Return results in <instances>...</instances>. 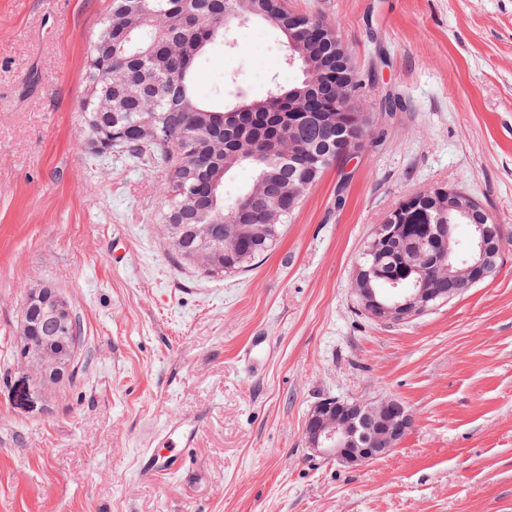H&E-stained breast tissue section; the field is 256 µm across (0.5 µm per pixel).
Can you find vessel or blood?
<instances>
[{
  "mask_svg": "<svg viewBox=\"0 0 512 512\" xmlns=\"http://www.w3.org/2000/svg\"><path fill=\"white\" fill-rule=\"evenodd\" d=\"M204 415L190 419L172 420L164 433V446L160 450L146 449L139 456L136 475L140 481L184 474L193 459Z\"/></svg>",
  "mask_w": 512,
  "mask_h": 512,
  "instance_id": "1",
  "label": "vessel or blood"
}]
</instances>
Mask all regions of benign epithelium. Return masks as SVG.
Here are the masks:
<instances>
[{"label":"benign epithelium","mask_w":512,"mask_h":512,"mask_svg":"<svg viewBox=\"0 0 512 512\" xmlns=\"http://www.w3.org/2000/svg\"><path fill=\"white\" fill-rule=\"evenodd\" d=\"M338 114H321L333 121L352 119L361 111L354 97L336 103ZM427 193L448 203V211L478 209L477 200L454 188L435 187ZM439 253L434 261L445 263L453 251L455 238L451 227H441ZM478 253L470 256L466 266L448 271V296L452 300L459 284L469 288L494 276L498 271L496 257L500 249L485 236L477 242ZM358 306L378 323H406L433 308L439 296L437 288H415L398 300H387L373 288L353 287ZM51 322L60 331L58 336L40 332L44 322ZM73 314L59 293L46 285L27 291L21 321L22 342L19 358L41 385L57 384L73 376L79 346ZM411 424V416L396 398L372 403L349 402L327 397L318 401L304 421V438L314 453L331 457L348 466H360L389 455Z\"/></svg>","instance_id":"1"}]
</instances>
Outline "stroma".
<instances>
[{
	"label": "stroma",
	"mask_w": 512,
	"mask_h": 512,
	"mask_svg": "<svg viewBox=\"0 0 512 512\" xmlns=\"http://www.w3.org/2000/svg\"><path fill=\"white\" fill-rule=\"evenodd\" d=\"M111 0H0V512H512V243L498 275L410 323L361 312L363 241L411 193L476 197L512 240V0H288L334 23L377 143L329 167L254 269L210 278L163 239L165 176L80 146L85 52ZM261 22L210 45L207 100L289 83ZM55 288L75 373L19 360L22 303ZM266 337L261 370L241 358ZM398 399L388 457L313 454L325 397ZM206 412L187 475L141 482L140 452Z\"/></svg>",
	"instance_id": "stroma-1"
}]
</instances>
